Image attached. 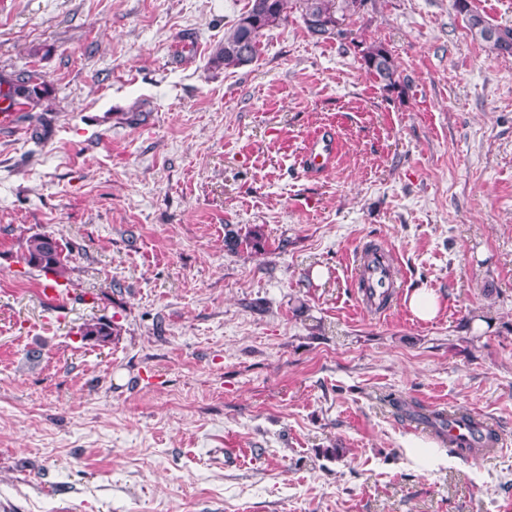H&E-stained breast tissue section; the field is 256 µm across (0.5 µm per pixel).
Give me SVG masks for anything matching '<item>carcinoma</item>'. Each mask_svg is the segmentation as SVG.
<instances>
[{"label":"carcinoma","mask_w":512,"mask_h":512,"mask_svg":"<svg viewBox=\"0 0 512 512\" xmlns=\"http://www.w3.org/2000/svg\"><path fill=\"white\" fill-rule=\"evenodd\" d=\"M299 3L301 17L307 32L317 38L342 37L344 32L336 28L337 12L351 11L363 5L364 0H295ZM457 12L465 15L473 38L485 43L491 52L512 58V28L490 25L485 17L471 7L470 0H453ZM289 0H250L249 7L233 28L224 35V44L215 57V62L224 68L245 66L260 55L263 31L284 22L288 18ZM363 69L383 88L395 90L399 87L397 66L390 52L381 44H372L360 50ZM46 93V83L35 71H20L13 78L0 79V100L9 101L6 110L27 112ZM231 248L240 244L257 248L261 244L258 231L250 232L239 239L233 232L225 236ZM20 260L38 269L45 275L64 279L69 272V259L59 242L50 235L35 234L26 240ZM78 332L85 339L101 343L112 341L120 334L110 321L91 320L83 322Z\"/></svg>","instance_id":"obj_1"}]
</instances>
